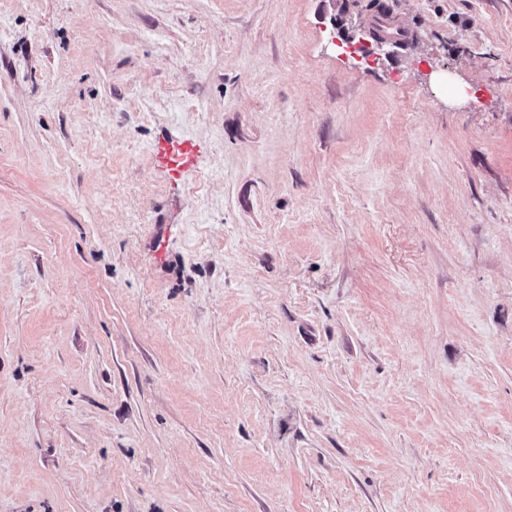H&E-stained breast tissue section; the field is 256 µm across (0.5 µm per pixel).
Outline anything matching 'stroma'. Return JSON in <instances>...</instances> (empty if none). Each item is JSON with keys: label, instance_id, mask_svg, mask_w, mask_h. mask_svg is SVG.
<instances>
[{"label": "stroma", "instance_id": "35a3bbf8", "mask_svg": "<svg viewBox=\"0 0 512 512\" xmlns=\"http://www.w3.org/2000/svg\"><path fill=\"white\" fill-rule=\"evenodd\" d=\"M386 2L0 0V512H512V0ZM196 149V146L188 142L159 143L156 147L155 158L162 165L181 163L182 167L187 168L195 162Z\"/></svg>", "mask_w": 512, "mask_h": 512}]
</instances>
